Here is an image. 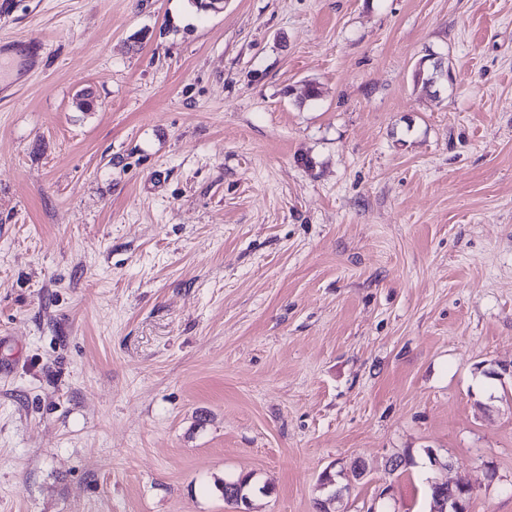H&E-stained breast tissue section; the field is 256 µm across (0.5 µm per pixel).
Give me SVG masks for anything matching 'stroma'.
Segmentation results:
<instances>
[{
    "instance_id": "35a3bbf8",
    "label": "stroma",
    "mask_w": 512,
    "mask_h": 512,
    "mask_svg": "<svg viewBox=\"0 0 512 512\" xmlns=\"http://www.w3.org/2000/svg\"><path fill=\"white\" fill-rule=\"evenodd\" d=\"M1 36L49 53L0 102V512H317L326 472L332 512H512V0H11Z\"/></svg>"
}]
</instances>
